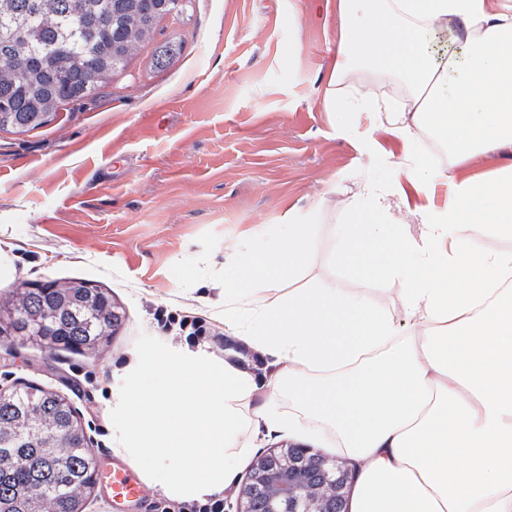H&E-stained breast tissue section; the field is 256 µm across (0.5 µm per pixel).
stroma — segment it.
I'll return each mask as SVG.
<instances>
[{
    "label": "stroma",
    "mask_w": 512,
    "mask_h": 512,
    "mask_svg": "<svg viewBox=\"0 0 512 512\" xmlns=\"http://www.w3.org/2000/svg\"><path fill=\"white\" fill-rule=\"evenodd\" d=\"M338 27L337 0H191L94 99L29 132L0 130V255L9 258L0 301L22 284L89 281L122 315L92 356L0 336V389L33 382L58 391L93 453L128 467L125 370L144 349L187 346L179 320L202 321L203 349L257 383L276 370L224 328L231 251L262 252L286 225L311 224L313 253L271 296L325 279L399 297L402 281L358 284L332 263L336 227L405 165L440 162L431 136L405 152L370 109L401 104L397 74L360 67L343 81L339 111L326 110ZM169 41L182 51L159 63ZM359 105V128L345 132V111ZM106 158L110 172L96 178ZM240 443L246 453L224 512H235L253 463L290 441L263 432Z\"/></svg>",
    "instance_id": "stroma-1"
}]
</instances>
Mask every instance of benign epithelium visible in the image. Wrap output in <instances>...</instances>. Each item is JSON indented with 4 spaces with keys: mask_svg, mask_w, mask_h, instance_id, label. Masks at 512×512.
<instances>
[{
    "mask_svg": "<svg viewBox=\"0 0 512 512\" xmlns=\"http://www.w3.org/2000/svg\"><path fill=\"white\" fill-rule=\"evenodd\" d=\"M352 479L311 448L273 452L255 461L238 512H346Z\"/></svg>",
    "mask_w": 512,
    "mask_h": 512,
    "instance_id": "benign-epithelium-1",
    "label": "benign epithelium"
}]
</instances>
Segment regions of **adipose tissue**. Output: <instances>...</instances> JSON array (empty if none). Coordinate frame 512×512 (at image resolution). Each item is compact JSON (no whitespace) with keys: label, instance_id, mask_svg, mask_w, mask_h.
<instances>
[{"label":"adipose tissue","instance_id":"1","mask_svg":"<svg viewBox=\"0 0 512 512\" xmlns=\"http://www.w3.org/2000/svg\"><path fill=\"white\" fill-rule=\"evenodd\" d=\"M331 83L356 63L409 81L384 105L405 149L431 134L454 157L414 164L339 225L334 263L352 281L403 279L399 300L317 280L266 301L297 273L314 228L288 225L273 247L230 256L224 325L282 367L296 406L336 433L354 470L349 512H512V165L491 181L459 176L478 151L512 149V16L495 0H337ZM467 49L435 56L436 39ZM416 194L417 233L390 200ZM258 390L232 362L179 349L139 353L122 394L128 456L166 494L206 501L236 478L242 429L298 433L292 419L234 405Z\"/></svg>","mask_w":512,"mask_h":512}]
</instances>
